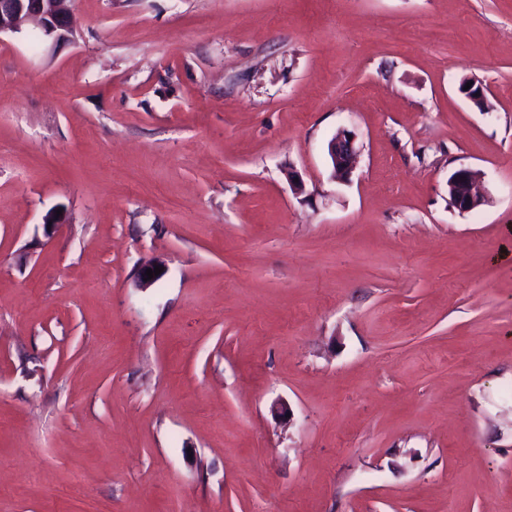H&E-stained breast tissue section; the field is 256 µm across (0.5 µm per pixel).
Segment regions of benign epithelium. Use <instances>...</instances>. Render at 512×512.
I'll return each mask as SVG.
<instances>
[{
    "mask_svg": "<svg viewBox=\"0 0 512 512\" xmlns=\"http://www.w3.org/2000/svg\"><path fill=\"white\" fill-rule=\"evenodd\" d=\"M73 0H0V34L17 33L32 22L54 43L72 34ZM327 154L331 179L347 182L356 168L360 147L354 131L341 128L329 140ZM479 172L461 168L448 179L449 204L460 213L472 212L488 202L479 184Z\"/></svg>",
    "mask_w": 512,
    "mask_h": 512,
    "instance_id": "benign-epithelium-1",
    "label": "benign epithelium"
}]
</instances>
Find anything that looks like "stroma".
Masks as SVG:
<instances>
[{"label":"stroma","mask_w":512,"mask_h":512,"mask_svg":"<svg viewBox=\"0 0 512 512\" xmlns=\"http://www.w3.org/2000/svg\"><path fill=\"white\" fill-rule=\"evenodd\" d=\"M73 9L0 36V512H512V0ZM360 151L355 132L347 128L339 129L327 144L331 179L348 182L358 163ZM478 171L461 168L448 179L449 204L460 213L477 210L488 202L485 190L479 184Z\"/></svg>","instance_id":"obj_1"}]
</instances>
